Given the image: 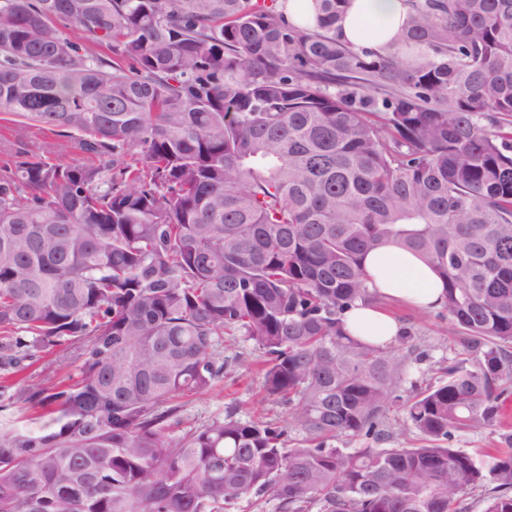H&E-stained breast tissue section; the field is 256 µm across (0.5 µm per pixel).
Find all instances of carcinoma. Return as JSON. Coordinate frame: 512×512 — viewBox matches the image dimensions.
<instances>
[{"label":"carcinoma","instance_id":"obj_1","mask_svg":"<svg viewBox=\"0 0 512 512\" xmlns=\"http://www.w3.org/2000/svg\"><path fill=\"white\" fill-rule=\"evenodd\" d=\"M349 3L299 25L288 0H0V114L91 159L0 174V371L63 340L82 359L0 386L49 409L0 429V512H470L479 488L512 512V0H410L385 52L340 39ZM387 240L438 269L464 347L406 398L395 345L344 327ZM227 331L296 444L233 410L170 434L240 360ZM494 423L500 447L453 445ZM227 512H283V509L280 502L271 496L261 501L246 497L238 500Z\"/></svg>","mask_w":512,"mask_h":512}]
</instances>
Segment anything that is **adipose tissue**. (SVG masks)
<instances>
[{
  "label": "adipose tissue",
  "instance_id": "obj_1",
  "mask_svg": "<svg viewBox=\"0 0 512 512\" xmlns=\"http://www.w3.org/2000/svg\"><path fill=\"white\" fill-rule=\"evenodd\" d=\"M407 0H351L340 22L343 40L354 48L382 50L404 24ZM362 264L367 288L385 299H395L424 311L439 308L445 283L437 269L419 255L394 242L369 250ZM347 331L372 344L394 343L400 324L375 304H356L344 317Z\"/></svg>",
  "mask_w": 512,
  "mask_h": 512
}]
</instances>
